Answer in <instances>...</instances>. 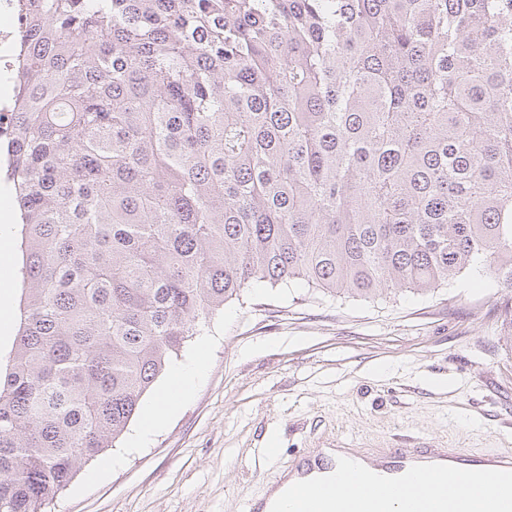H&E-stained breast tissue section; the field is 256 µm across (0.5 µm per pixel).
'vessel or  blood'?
Here are the masks:
<instances>
[{
  "label": "vessel or blood",
  "instance_id": "1",
  "mask_svg": "<svg viewBox=\"0 0 512 512\" xmlns=\"http://www.w3.org/2000/svg\"><path fill=\"white\" fill-rule=\"evenodd\" d=\"M333 468L353 482L372 475L375 487L371 493L338 502L320 478ZM454 470L465 480L487 481V488L479 497H462L458 483L450 479ZM419 472L424 489L409 493L407 485ZM277 490L294 495L295 512H393L398 505L404 512H512V452L465 456L454 448L420 447L391 448L375 459L360 452L334 457L307 454L288 467Z\"/></svg>",
  "mask_w": 512,
  "mask_h": 512
}]
</instances>
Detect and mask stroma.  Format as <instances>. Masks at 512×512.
<instances>
[{"label": "stroma", "mask_w": 512, "mask_h": 512, "mask_svg": "<svg viewBox=\"0 0 512 512\" xmlns=\"http://www.w3.org/2000/svg\"><path fill=\"white\" fill-rule=\"evenodd\" d=\"M512 288L458 277L420 296L248 290L215 316L209 364L143 448L122 439L47 512H242L319 448L512 449Z\"/></svg>", "instance_id": "stroma-1"}]
</instances>
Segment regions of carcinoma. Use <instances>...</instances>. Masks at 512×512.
Wrapping results in <instances>:
<instances>
[{"label":"carcinoma","instance_id":"1","mask_svg":"<svg viewBox=\"0 0 512 512\" xmlns=\"http://www.w3.org/2000/svg\"><path fill=\"white\" fill-rule=\"evenodd\" d=\"M0 512H45L248 288L512 287V0H28Z\"/></svg>","mask_w":512,"mask_h":512}]
</instances>
